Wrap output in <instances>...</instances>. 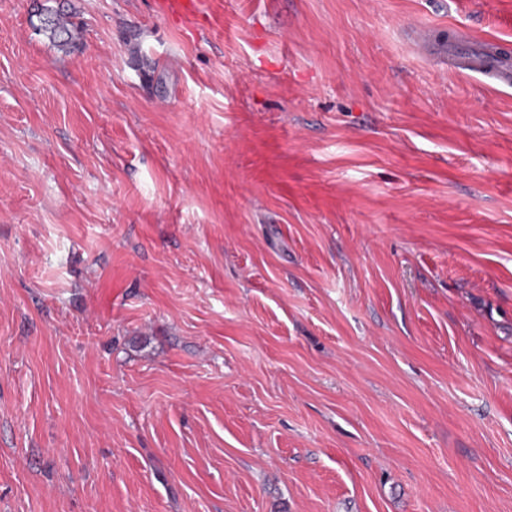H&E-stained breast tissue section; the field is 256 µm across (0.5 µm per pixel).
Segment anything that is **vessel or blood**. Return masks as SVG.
I'll return each instance as SVG.
<instances>
[{"label": "vessel or blood", "mask_w": 512, "mask_h": 512, "mask_svg": "<svg viewBox=\"0 0 512 512\" xmlns=\"http://www.w3.org/2000/svg\"><path fill=\"white\" fill-rule=\"evenodd\" d=\"M448 67L471 71L487 83L512 87V48L500 43L475 39L451 41L448 44Z\"/></svg>", "instance_id": "obj_1"}]
</instances>
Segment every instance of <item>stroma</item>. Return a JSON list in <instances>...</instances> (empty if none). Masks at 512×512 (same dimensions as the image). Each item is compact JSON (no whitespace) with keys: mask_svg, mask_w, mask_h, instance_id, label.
<instances>
[{"mask_svg":"<svg viewBox=\"0 0 512 512\" xmlns=\"http://www.w3.org/2000/svg\"><path fill=\"white\" fill-rule=\"evenodd\" d=\"M460 32L512 0H0V512H512V88ZM39 16L40 29L53 43L59 47H70L73 44V34L63 20L64 14L49 8H41ZM448 69L469 70L486 84L512 87V50L500 43L454 40L448 42Z\"/></svg>","mask_w":512,"mask_h":512,"instance_id":"obj_1","label":"stroma"}]
</instances>
